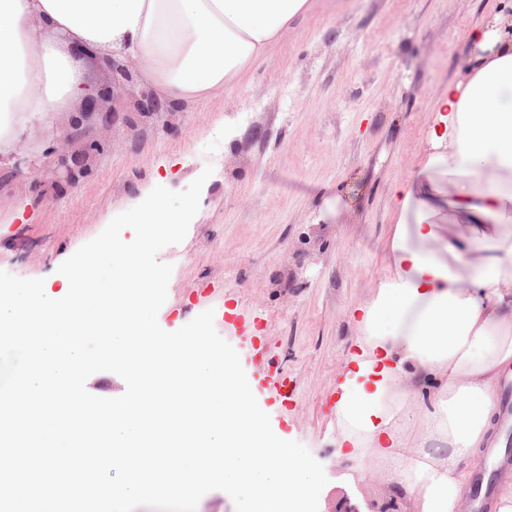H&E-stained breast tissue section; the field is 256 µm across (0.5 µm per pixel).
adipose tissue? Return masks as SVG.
I'll return each instance as SVG.
<instances>
[{
  "label": "adipose tissue",
  "instance_id": "obj_1",
  "mask_svg": "<svg viewBox=\"0 0 512 512\" xmlns=\"http://www.w3.org/2000/svg\"><path fill=\"white\" fill-rule=\"evenodd\" d=\"M314 0H0V162L101 88L75 48L130 61L172 108L240 83ZM423 146L392 189L382 269L348 309L339 448L383 486L374 512H470L512 367V0L467 34Z\"/></svg>",
  "mask_w": 512,
  "mask_h": 512
}]
</instances>
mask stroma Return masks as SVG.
Listing matches in <instances>:
<instances>
[{
    "mask_svg": "<svg viewBox=\"0 0 512 512\" xmlns=\"http://www.w3.org/2000/svg\"><path fill=\"white\" fill-rule=\"evenodd\" d=\"M491 0H318L313 14L227 95L172 120L134 114L137 82L97 104L103 150L78 184L35 187L0 170V270L65 281L59 266L104 218L169 175L185 190L213 165L157 316L168 332L213 310L260 408L303 444L328 482L318 512H366L361 462L337 454L333 390L355 330L346 309L381 270L391 191L421 149L438 84L469 55L466 32ZM232 138H225V131Z\"/></svg>",
    "mask_w": 512,
    "mask_h": 512,
    "instance_id": "obj_1",
    "label": "stroma"
}]
</instances>
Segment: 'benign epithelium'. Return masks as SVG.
Listing matches in <instances>:
<instances>
[{"mask_svg": "<svg viewBox=\"0 0 512 512\" xmlns=\"http://www.w3.org/2000/svg\"><path fill=\"white\" fill-rule=\"evenodd\" d=\"M105 68L112 74V81L103 94L110 99L124 90L125 84L131 80V64L114 58L105 60ZM96 101L88 103L84 112H76L70 120L71 138L79 145V150L68 156L61 155L57 158L56 167L48 172L37 166L28 153L25 145H19L14 153L15 169L25 173L33 179L37 187L46 184V175H52L51 184L56 185L61 180L73 183L78 178L88 174L87 161L89 158L103 150V143L95 137L88 126L89 119L94 115ZM137 110L143 117L161 116L170 113V109L152 89H143L137 101Z\"/></svg>", "mask_w": 512, "mask_h": 512, "instance_id": "1", "label": "benign epithelium"}]
</instances>
